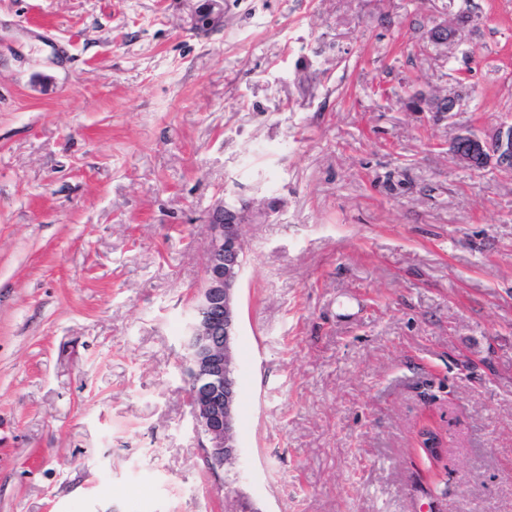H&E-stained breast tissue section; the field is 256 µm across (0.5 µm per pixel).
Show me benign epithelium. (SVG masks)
Instances as JSON below:
<instances>
[{"label":"benign epithelium","instance_id":"benign-epithelium-1","mask_svg":"<svg viewBox=\"0 0 512 512\" xmlns=\"http://www.w3.org/2000/svg\"><path fill=\"white\" fill-rule=\"evenodd\" d=\"M463 23H440L430 29L428 39L436 48L448 46ZM408 106L416 112H456L461 99L455 93L412 95ZM457 164L471 171L512 172V123L500 124L491 134L460 133L451 146ZM248 208L220 203L209 211V240L200 285L194 290L191 314L185 326L186 356L181 374L191 408L192 426L201 441L208 472L221 478L224 470L239 463L237 433L238 380L234 340L238 336L239 290L244 274L246 246L243 224ZM440 437L418 436L430 458L440 454Z\"/></svg>","mask_w":512,"mask_h":512}]
</instances>
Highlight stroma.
I'll return each instance as SVG.
<instances>
[{"mask_svg": "<svg viewBox=\"0 0 512 512\" xmlns=\"http://www.w3.org/2000/svg\"><path fill=\"white\" fill-rule=\"evenodd\" d=\"M209 9L0 0V512H512V173L450 151L512 122V0ZM222 200L252 209L227 484L178 372ZM457 18L454 26L448 27V22H445L430 29L428 39L432 46L436 48L446 47L448 46V42L454 40L458 36L459 31L464 24L460 22L459 19L457 20ZM407 104L415 112H448L451 114L458 112L461 99L456 93L430 96L419 91L412 95Z\"/></svg>", "mask_w": 512, "mask_h": 512, "instance_id": "35a3bbf8", "label": "stroma"}]
</instances>
